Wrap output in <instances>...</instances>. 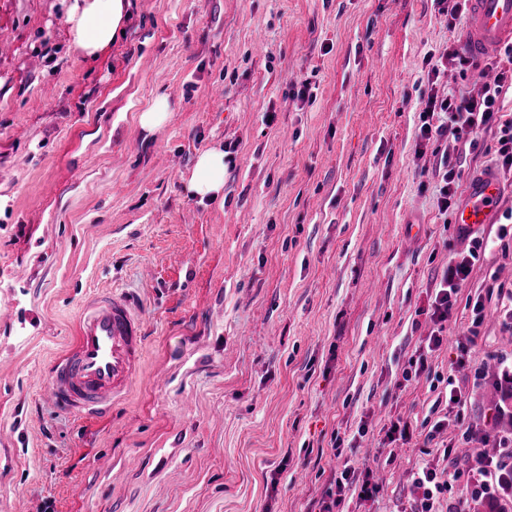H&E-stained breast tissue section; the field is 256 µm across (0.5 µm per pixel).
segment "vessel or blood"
Instances as JSON below:
<instances>
[{"label": "vessel or blood", "instance_id": "obj_1", "mask_svg": "<svg viewBox=\"0 0 512 512\" xmlns=\"http://www.w3.org/2000/svg\"><path fill=\"white\" fill-rule=\"evenodd\" d=\"M512 41V0H469L463 52L476 60ZM503 196L491 169L469 183L454 222L460 235L496 223ZM143 320L124 294L100 288L77 314L70 349L48 369L46 389L56 403L83 416L101 415L124 399L140 372Z\"/></svg>", "mask_w": 512, "mask_h": 512}]
</instances>
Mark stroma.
Listing matches in <instances>:
<instances>
[{
  "mask_svg": "<svg viewBox=\"0 0 512 512\" xmlns=\"http://www.w3.org/2000/svg\"><path fill=\"white\" fill-rule=\"evenodd\" d=\"M129 3L89 61L65 0H0V512H315L346 466L384 484L347 512H411L426 463L452 472L459 512H485L468 464L441 452L469 428L512 435V398L483 376L512 370V238L497 225L427 374L404 376L433 329L421 308L470 247L435 171L460 162L461 195L495 158L489 131L474 148L419 143L422 92L486 82L453 64L427 82L424 54L461 44L465 21L434 0ZM161 95L165 125L141 129ZM218 145L235 149L223 201L189 197ZM100 288L131 298L147 343L128 400L83 418L41 370ZM397 418L414 438L385 444Z\"/></svg>",
  "mask_w": 512,
  "mask_h": 512,
  "instance_id": "35a3bbf8",
  "label": "stroma"
}]
</instances>
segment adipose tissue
<instances>
[{
  "label": "adipose tissue",
  "instance_id": "1",
  "mask_svg": "<svg viewBox=\"0 0 512 512\" xmlns=\"http://www.w3.org/2000/svg\"><path fill=\"white\" fill-rule=\"evenodd\" d=\"M127 0H70L65 11L70 44L83 58L93 59L111 46L127 16ZM222 147L198 155L185 182L186 193L201 201H217L224 191L226 164Z\"/></svg>",
  "mask_w": 512,
  "mask_h": 512
}]
</instances>
